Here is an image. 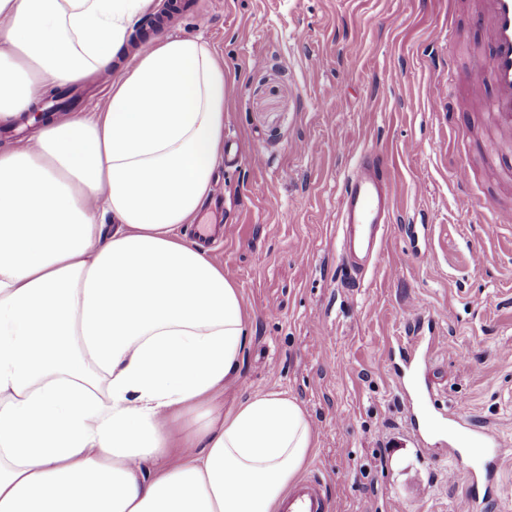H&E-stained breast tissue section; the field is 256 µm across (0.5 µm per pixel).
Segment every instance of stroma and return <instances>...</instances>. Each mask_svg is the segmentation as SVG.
<instances>
[{
    "label": "stroma",
    "mask_w": 512,
    "mask_h": 512,
    "mask_svg": "<svg viewBox=\"0 0 512 512\" xmlns=\"http://www.w3.org/2000/svg\"><path fill=\"white\" fill-rule=\"evenodd\" d=\"M173 22L153 0L137 32L199 36L224 65V142L198 223L241 290L254 335L232 406L269 390L298 398L333 512H472L468 465L451 441L491 429L506 449L507 490L481 512H512V225L460 211L454 168L472 190L512 206L500 146L465 88L488 54L483 0H188ZM459 114L449 125L445 110ZM381 150L394 184L383 259L355 282L338 224L345 175ZM432 249L435 264L419 255ZM481 263H474V254ZM423 321L420 375L435 424L419 447L395 367Z\"/></svg>",
    "instance_id": "35a3bbf8"
}]
</instances>
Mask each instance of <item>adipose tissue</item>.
I'll return each mask as SVG.
<instances>
[{
	"instance_id": "obj_1",
	"label": "adipose tissue",
	"mask_w": 512,
	"mask_h": 512,
	"mask_svg": "<svg viewBox=\"0 0 512 512\" xmlns=\"http://www.w3.org/2000/svg\"><path fill=\"white\" fill-rule=\"evenodd\" d=\"M152 0H0V127L48 83L109 77L93 115L0 150V512H279L315 445L286 392L229 410L251 321L185 232L224 149L198 37L117 68Z\"/></svg>"
}]
</instances>
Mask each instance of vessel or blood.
<instances>
[{
  "label": "vessel or blood",
  "instance_id": "b4317fda",
  "mask_svg": "<svg viewBox=\"0 0 512 512\" xmlns=\"http://www.w3.org/2000/svg\"><path fill=\"white\" fill-rule=\"evenodd\" d=\"M491 49L487 68L491 74L494 92L490 97L489 110L500 141L512 143V0H487ZM455 180L463 191L457 198L461 210L468 211L480 206L481 198L468 191L469 169L458 164ZM393 212L391 181L385 169L383 155L376 151L361 153L356 164L344 179L339 222L345 254L360 268H367L371 259L382 253L385 226ZM486 431L475 432L468 445L475 450L476 458L484 459L483 468H470L467 477L471 484L472 508L482 504L480 490L486 474L498 465L501 449H494L493 459H485L480 439ZM281 512H331V506L313 479H303L292 488Z\"/></svg>",
  "mask_w": 512,
  "mask_h": 512
}]
</instances>
